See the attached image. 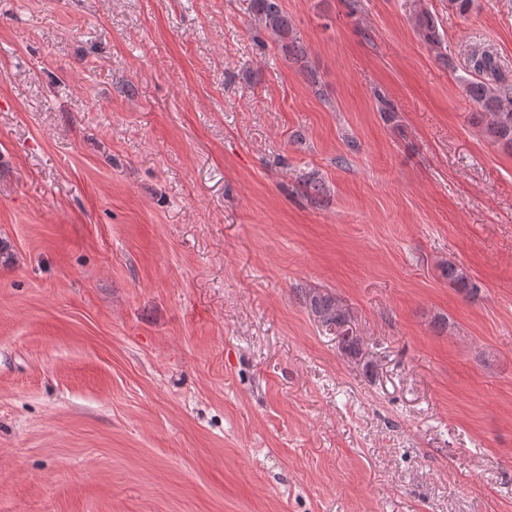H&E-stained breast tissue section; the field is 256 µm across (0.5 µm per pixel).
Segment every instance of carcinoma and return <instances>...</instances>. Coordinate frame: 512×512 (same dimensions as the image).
<instances>
[{"mask_svg":"<svg viewBox=\"0 0 512 512\" xmlns=\"http://www.w3.org/2000/svg\"><path fill=\"white\" fill-rule=\"evenodd\" d=\"M254 11L262 30L268 32L292 57L294 62L306 59L305 51L293 37L288 14L281 0H254ZM417 25L425 41L435 47L443 43V35L437 22L427 12L417 18ZM468 69L471 77L464 81L467 96L479 106L478 116L485 122V132L494 143L512 148V83L503 76L497 56L490 51L474 53L470 56ZM448 281L458 291L467 295L477 292V286L462 269L453 264L445 270ZM320 322L336 329L342 349L348 352L359 351V339L349 335L346 329L348 316L336 298L328 294H313L308 300Z\"/></svg>","mask_w":512,"mask_h":512,"instance_id":"carcinoma-1","label":"carcinoma"}]
</instances>
